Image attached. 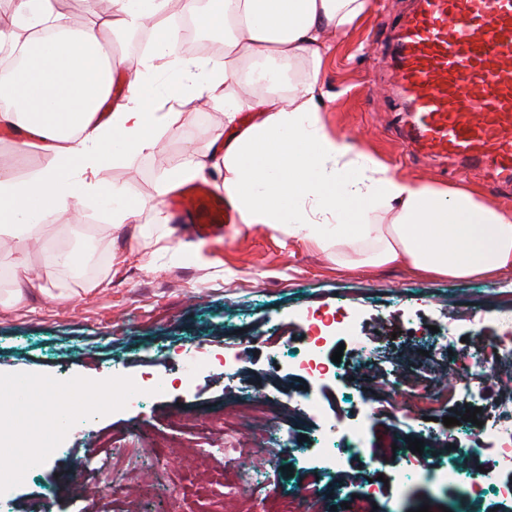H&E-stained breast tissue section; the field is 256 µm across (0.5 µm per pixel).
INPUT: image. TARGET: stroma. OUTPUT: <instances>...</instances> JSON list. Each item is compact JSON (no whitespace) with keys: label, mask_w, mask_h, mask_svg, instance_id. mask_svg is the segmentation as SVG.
I'll return each mask as SVG.
<instances>
[{"label":"stroma","mask_w":512,"mask_h":512,"mask_svg":"<svg viewBox=\"0 0 512 512\" xmlns=\"http://www.w3.org/2000/svg\"><path fill=\"white\" fill-rule=\"evenodd\" d=\"M372 12L358 26L329 33L328 54L319 87L327 131L387 163L398 176L417 183L470 186L487 199L512 209V192L494 188L479 170L462 171L403 149L395 116L389 44L397 19L410 0H371ZM181 118L160 134L156 153L133 161L117 158L99 172L103 185L124 186L129 198L156 193L159 178L185 154L221 159L217 142L257 121L243 110L227 122L216 107L178 102ZM40 244L28 261L46 286L28 291L16 304L10 277L15 257L12 238L0 235V394L19 382L30 391L11 412L16 441L0 445L10 469L0 479L12 492L0 512H332L348 504L354 512H512V500L492 491L475 493L468 484H440L418 478L400 484L409 458L410 415L455 418L451 432L470 433L464 414L468 402L436 403L388 394L374 371L356 369L351 382L312 381L314 390L334 399L356 390L376 402L380 417L343 414L341 426L360 425L364 450L329 464L320 449L302 453L271 447L266 437L283 425L298 439L317 433L327 417L294 412L289 391L294 378L267 362L268 346L245 341L241 329L270 334L272 324L301 333L308 309L349 297L361 304L353 335L339 334L329 351L343 360L355 353L353 336L376 346L397 364L407 381L429 378L437 389L458 384L455 358L443 342L449 329L466 338L472 351L487 348L482 332L489 312L512 302V273L482 280L433 278L404 264H357L335 258L300 237L262 225L233 224L223 246L180 241L174 225L158 229L150 215L115 225L104 198H87L78 213H62L38 229ZM95 246L87 270L52 266L50 247L71 248L75 236ZM72 296H57L58 284ZM415 303L422 317L406 324L401 302ZM192 348L202 358L190 387H182L180 355ZM236 357V371L224 372V354ZM159 374L162 394L136 405L111 389L112 381L136 383ZM100 394V401L75 403L56 455L36 471L20 469L21 439L44 431L41 399L45 391L69 395L72 382ZM268 399L273 407L263 421L243 426L238 437L250 445L251 479L240 468L211 454L224 440V420L243 393ZM375 480L372 493L358 483L360 474Z\"/></svg>","instance_id":"obj_1"}]
</instances>
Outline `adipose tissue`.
I'll use <instances>...</instances> for the list:
<instances>
[{
    "instance_id": "1",
    "label": "adipose tissue",
    "mask_w": 512,
    "mask_h": 512,
    "mask_svg": "<svg viewBox=\"0 0 512 512\" xmlns=\"http://www.w3.org/2000/svg\"><path fill=\"white\" fill-rule=\"evenodd\" d=\"M110 3L114 29L158 35L152 58L127 60L129 94L105 115L117 70L102 51L96 17L68 25L58 0H14L11 25L0 27V49L24 57L0 70L7 89L0 126L21 134V152L56 160L24 181L0 168V235L15 242L14 302L40 285L27 260L39 224L102 195L101 165L115 153H154L160 131L174 122L175 113L152 108L163 99L151 76L158 61L176 67L173 98L222 103L230 119L246 107L260 112L224 144V197L241 223L284 225L340 259L354 245L361 263H405L454 280L512 270V211L469 190L402 179L327 131L319 93L326 37L360 20L367 0H217L200 19L222 40L217 60L180 57L175 34L161 25L167 0ZM243 61L278 79L252 83L241 102L226 87L240 79Z\"/></svg>"
}]
</instances>
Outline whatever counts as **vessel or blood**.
Instances as JSON below:
<instances>
[{
  "label": "vessel or blood",
  "instance_id": "1",
  "mask_svg": "<svg viewBox=\"0 0 512 512\" xmlns=\"http://www.w3.org/2000/svg\"><path fill=\"white\" fill-rule=\"evenodd\" d=\"M390 58L403 143L512 186V0H414ZM183 237L217 246L234 214L194 182L166 200Z\"/></svg>",
  "mask_w": 512,
  "mask_h": 512
}]
</instances>
